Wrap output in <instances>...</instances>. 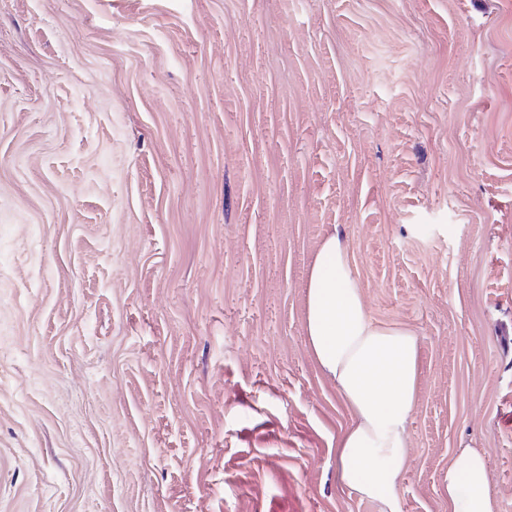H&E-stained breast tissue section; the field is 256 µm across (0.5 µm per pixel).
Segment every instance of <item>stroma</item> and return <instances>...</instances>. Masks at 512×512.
Segmentation results:
<instances>
[{
  "mask_svg": "<svg viewBox=\"0 0 512 512\" xmlns=\"http://www.w3.org/2000/svg\"><path fill=\"white\" fill-rule=\"evenodd\" d=\"M420 346L402 512H512V0H0V512H378L304 331L328 235ZM448 507L451 512H495L486 456L463 450L448 465Z\"/></svg>",
  "mask_w": 512,
  "mask_h": 512,
  "instance_id": "35a3bbf8",
  "label": "stroma"
}]
</instances>
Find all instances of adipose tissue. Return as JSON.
Wrapping results in <instances>:
<instances>
[{"instance_id": "ef3b65f1", "label": "adipose tissue", "mask_w": 512, "mask_h": 512, "mask_svg": "<svg viewBox=\"0 0 512 512\" xmlns=\"http://www.w3.org/2000/svg\"><path fill=\"white\" fill-rule=\"evenodd\" d=\"M304 326L318 365L352 416L336 447L342 480L379 512H401L397 488L420 368L416 334L373 321L348 252L333 235L322 241L307 279ZM447 492L450 512H494L486 456L458 453Z\"/></svg>"}]
</instances>
